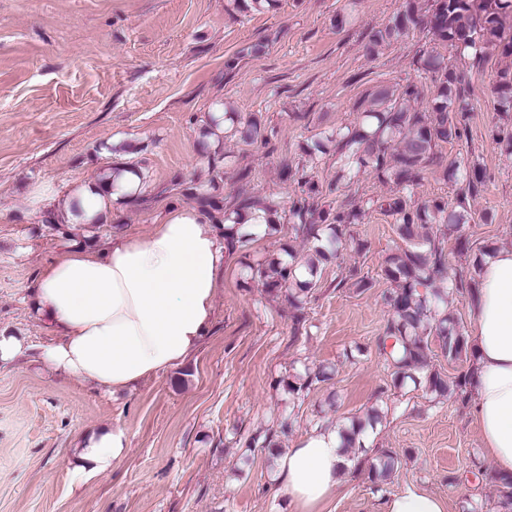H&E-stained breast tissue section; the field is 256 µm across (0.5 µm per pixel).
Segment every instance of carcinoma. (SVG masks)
Wrapping results in <instances>:
<instances>
[{
    "label": "carcinoma",
    "mask_w": 512,
    "mask_h": 512,
    "mask_svg": "<svg viewBox=\"0 0 512 512\" xmlns=\"http://www.w3.org/2000/svg\"><path fill=\"white\" fill-rule=\"evenodd\" d=\"M420 28L429 36L430 47L419 52L413 61L416 71L430 76L431 105L425 111L411 107L421 95L419 87L407 83L399 87L375 85L358 102L356 119L332 130L323 140L308 147V155L336 153L340 166L335 181L323 186L305 169L282 170L283 180L300 186L288 207V220L295 237L313 244V254L305 262L296 260L291 251L285 256L267 259L249 267L252 277L274 292L288 290V302L298 308L317 287L320 263L339 257L343 240L351 236V227L363 217L379 211L392 217L402 245L390 254L382 269L391 288L384 300L392 311L378 341L380 354L390 369L391 382L402 387L406 381L424 386L425 390L456 403L466 404L475 374L471 367L451 378L429 368L431 343L437 342L441 353L450 361L474 356L469 336L455 317L448 313V292L475 295L477 280L472 267H462L448 274L445 240L455 238L458 251H468L462 228L469 199L480 195L485 185L482 169L474 166L458 188L456 206L442 197L415 199L414 188L421 174L431 165L443 167V177H455L457 161L443 164L439 148L467 137L464 105L471 86L468 73L487 64L494 56L512 58V0H403L402 10L394 21L365 34L369 51L383 47ZM499 112H512V69L500 71L495 86ZM210 117L213 126L228 122L224 138L238 137L245 144L264 140L261 124L241 121L238 113L216 102ZM367 174L385 183L399 186L398 194L375 198L367 193L337 195L339 185L350 187L355 179ZM280 204L274 200H256L243 193L230 210H224V223L231 225L232 235L225 237L227 249L236 252L251 240L241 232L243 214L248 211L264 215L267 227L277 229L273 216ZM336 287L352 284L366 290L373 279L356 264L338 266ZM380 414L371 411L367 418L352 419L340 431L343 451L355 447L366 428H375ZM374 480H385L397 468L398 459L390 450H382L366 460ZM505 506L512 505V476L493 473Z\"/></svg>",
    "instance_id": "obj_1"
}]
</instances>
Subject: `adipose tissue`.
<instances>
[{"label": "adipose tissue", "instance_id": "obj_1", "mask_svg": "<svg viewBox=\"0 0 512 512\" xmlns=\"http://www.w3.org/2000/svg\"><path fill=\"white\" fill-rule=\"evenodd\" d=\"M143 180L111 167L93 171L66 192L33 189L30 205L52 206L57 223L78 226L112 220L115 201L138 198ZM220 226L203 210L167 205L147 234L113 237L106 248L68 244L44 266L30 290L36 312L57 336L44 360L64 374L112 393L181 366L201 347L224 279ZM470 342L476 358L471 415L486 454L512 473V249L480 267L471 305ZM120 430L93 436L82 453L93 471L108 472L125 452ZM280 488L295 512H320L344 485L351 465L335 430L275 453ZM432 492L408 487L388 495L382 512H446Z\"/></svg>", "mask_w": 512, "mask_h": 512}]
</instances>
